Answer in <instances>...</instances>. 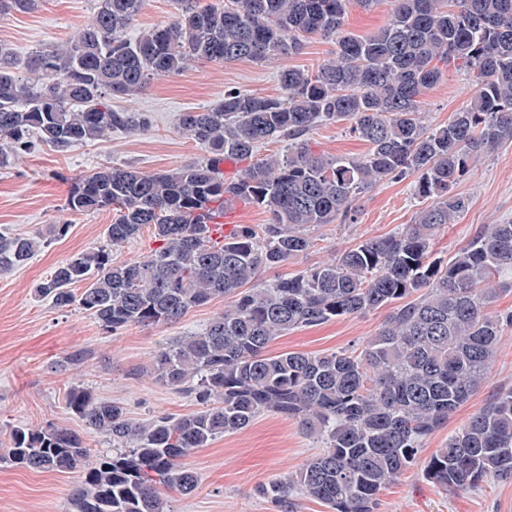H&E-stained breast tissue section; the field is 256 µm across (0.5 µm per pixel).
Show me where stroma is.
Masks as SVG:
<instances>
[{
	"instance_id": "35a3bbf8",
	"label": "stroma",
	"mask_w": 512,
	"mask_h": 512,
	"mask_svg": "<svg viewBox=\"0 0 512 512\" xmlns=\"http://www.w3.org/2000/svg\"><path fill=\"white\" fill-rule=\"evenodd\" d=\"M93 13L94 0H43L33 12L1 19L0 42L23 60L43 46L66 44ZM334 51V44L311 36L304 39L300 53L267 62L191 61L180 73L155 80L136 97L113 99V107L146 113L151 120L148 130L116 131L66 152L39 144L32 152L0 163V236L48 233L55 224L68 227L65 235L51 237L25 267L0 272V445L7 443L13 427L54 424L82 433L92 452L109 448L107 438L88 430L69 412L67 393L75 384L91 388L100 399L124 404L137 420L196 411L191 398L175 394L145 370L165 342L204 329L223 310V301L192 308L172 325L131 327L112 335L86 312L75 307L59 310L38 298L35 284L59 262L104 245L106 228L115 218L109 209L71 212L65 199L76 178L105 165L156 173L201 160L205 149L178 129L181 113L218 105L230 88L280 95V70L317 69ZM475 92L473 77L452 72L425 93L422 109L431 124H444ZM311 142L315 151L334 156L356 157L367 149L344 121L317 127ZM456 191L467 196L470 205L433 240L432 257L444 261L464 247L481 225L512 220V141L471 166ZM425 205L409 181H382L360 199L355 223L314 228L310 232L313 246L307 253L262 271L260 278L271 281L366 239L388 236L410 223ZM386 316V310L379 309L301 328L275 339L269 351H359ZM79 347L91 351L92 359L78 369L55 372V362ZM510 385L512 328L502 334L501 353L490 380L449 417L400 480L381 492L378 512H512V480L491 478L474 488L447 492L423 475L426 461L443 447L449 434L484 405L491 391ZM320 451V443L309 439L295 422L263 415L246 429L185 457V465L200 476L199 486L188 495L172 494L170 508L172 512H277L270 500L259 495V486L295 475ZM78 483L75 472H38L0 463V512H71L70 499Z\"/></svg>"
}]
</instances>
